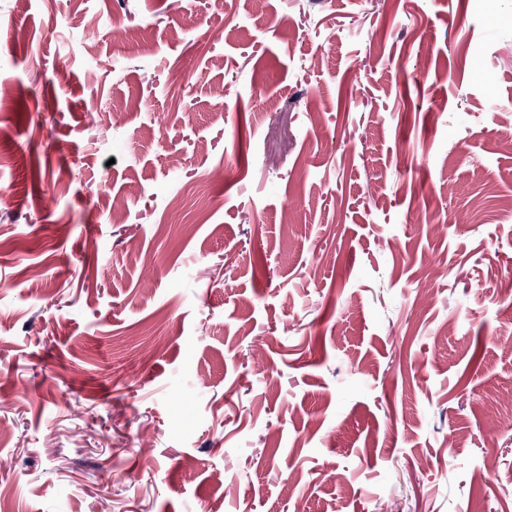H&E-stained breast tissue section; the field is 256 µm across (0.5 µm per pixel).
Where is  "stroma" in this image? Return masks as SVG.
Listing matches in <instances>:
<instances>
[{
  "instance_id": "stroma-1",
  "label": "stroma",
  "mask_w": 512,
  "mask_h": 512,
  "mask_svg": "<svg viewBox=\"0 0 512 512\" xmlns=\"http://www.w3.org/2000/svg\"><path fill=\"white\" fill-rule=\"evenodd\" d=\"M0 85V512H512V0H0Z\"/></svg>"
}]
</instances>
